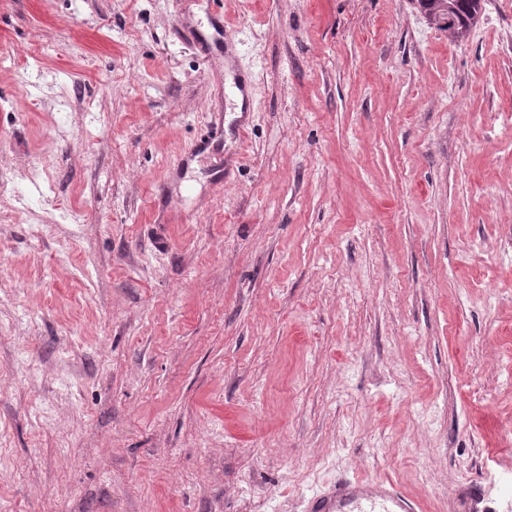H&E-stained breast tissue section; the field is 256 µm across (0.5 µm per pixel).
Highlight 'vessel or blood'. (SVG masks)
I'll use <instances>...</instances> for the list:
<instances>
[{"label":"vessel or blood","mask_w":512,"mask_h":512,"mask_svg":"<svg viewBox=\"0 0 512 512\" xmlns=\"http://www.w3.org/2000/svg\"><path fill=\"white\" fill-rule=\"evenodd\" d=\"M307 512H416V506L387 480L342 477L310 497Z\"/></svg>","instance_id":"1"}]
</instances>
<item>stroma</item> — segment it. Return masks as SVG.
Instances as JSON below:
<instances>
[{"instance_id":"obj_1","label":"stroma","mask_w":512,"mask_h":512,"mask_svg":"<svg viewBox=\"0 0 512 512\" xmlns=\"http://www.w3.org/2000/svg\"><path fill=\"white\" fill-rule=\"evenodd\" d=\"M0 48V169L41 171L0 200V512H512V0L463 42L412 0H0ZM307 512H416V506L387 480L341 477L308 499Z\"/></svg>"}]
</instances>
